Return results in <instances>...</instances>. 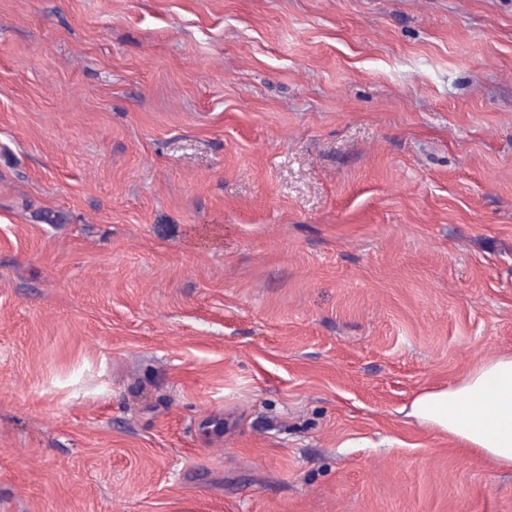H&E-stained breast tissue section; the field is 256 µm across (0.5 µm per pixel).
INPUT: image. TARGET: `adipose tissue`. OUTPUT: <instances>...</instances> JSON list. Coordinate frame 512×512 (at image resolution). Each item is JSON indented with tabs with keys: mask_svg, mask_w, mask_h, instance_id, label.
Listing matches in <instances>:
<instances>
[{
	"mask_svg": "<svg viewBox=\"0 0 512 512\" xmlns=\"http://www.w3.org/2000/svg\"><path fill=\"white\" fill-rule=\"evenodd\" d=\"M407 415L512 468V355L481 362L454 385L419 393Z\"/></svg>",
	"mask_w": 512,
	"mask_h": 512,
	"instance_id": "adipose-tissue-1",
	"label": "adipose tissue"
}]
</instances>
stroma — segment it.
<instances>
[{
	"label": "stroma",
	"mask_w": 512,
	"mask_h": 512,
	"mask_svg": "<svg viewBox=\"0 0 512 512\" xmlns=\"http://www.w3.org/2000/svg\"><path fill=\"white\" fill-rule=\"evenodd\" d=\"M496 354L512 0H0V512H512ZM406 416L512 468V355L481 362L448 388L419 393Z\"/></svg>",
	"instance_id": "1"
}]
</instances>
